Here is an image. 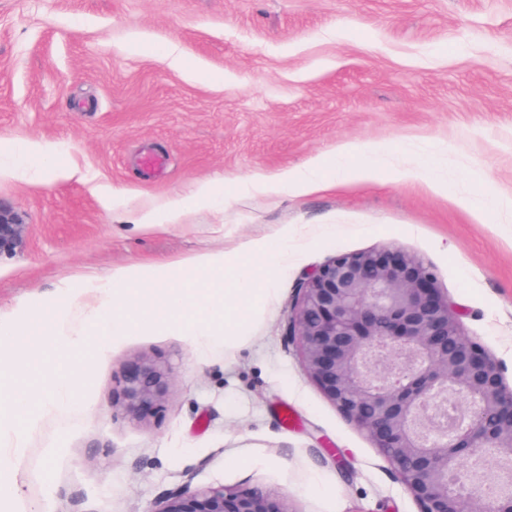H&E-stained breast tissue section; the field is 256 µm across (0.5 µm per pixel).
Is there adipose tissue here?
I'll list each match as a JSON object with an SVG mask.
<instances>
[{"mask_svg":"<svg viewBox=\"0 0 512 512\" xmlns=\"http://www.w3.org/2000/svg\"><path fill=\"white\" fill-rule=\"evenodd\" d=\"M324 165L320 161H312L303 167L291 169L277 177L268 178L261 175L249 179L251 190L270 193L282 186H287L296 193H307L324 188L325 183L320 174ZM216 199L211 183H201L191 201L173 199L160 208L144 212L138 223L143 227H154L176 223L186 208L187 203L199 207L211 205ZM16 382L15 375L0 369V390L8 388V395L0 393V438L11 439L13 447L10 452L0 455V476L9 472L23 452V433L32 427L38 418L39 402L35 396L20 395L11 392L10 387Z\"/></svg>","mask_w":512,"mask_h":512,"instance_id":"1","label":"adipose tissue"}]
</instances>
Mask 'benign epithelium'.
I'll return each instance as SVG.
<instances>
[{
    "mask_svg": "<svg viewBox=\"0 0 512 512\" xmlns=\"http://www.w3.org/2000/svg\"><path fill=\"white\" fill-rule=\"evenodd\" d=\"M24 225L0 205V255ZM305 369L324 397L365 431L418 512H512V486L483 492L492 463H512V385L466 336L435 270L395 245L338 253L317 267L288 315ZM162 368L125 375L126 410L164 398ZM153 512H287L273 492H176Z\"/></svg>",
    "mask_w": 512,
    "mask_h": 512,
    "instance_id": "benign-epithelium-1",
    "label": "benign epithelium"
}]
</instances>
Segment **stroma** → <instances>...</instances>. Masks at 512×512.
<instances>
[{
    "label": "stroma",
    "instance_id": "stroma-1",
    "mask_svg": "<svg viewBox=\"0 0 512 512\" xmlns=\"http://www.w3.org/2000/svg\"><path fill=\"white\" fill-rule=\"evenodd\" d=\"M40 141L32 169L16 148ZM383 147L408 178L308 194L242 190ZM447 184L435 192L434 180ZM215 182L178 223L134 217ZM512 0H0V205L24 242L0 257V316L36 315L108 277L289 233L275 293L232 347L159 327L77 356L80 397L47 404L10 476L11 512H153L171 492L276 493L286 512H417L367 434L309 378L288 313L340 252L393 244L434 268L466 335L512 383ZM169 376L143 419L123 379Z\"/></svg>",
    "mask_w": 512,
    "mask_h": 512
}]
</instances>
